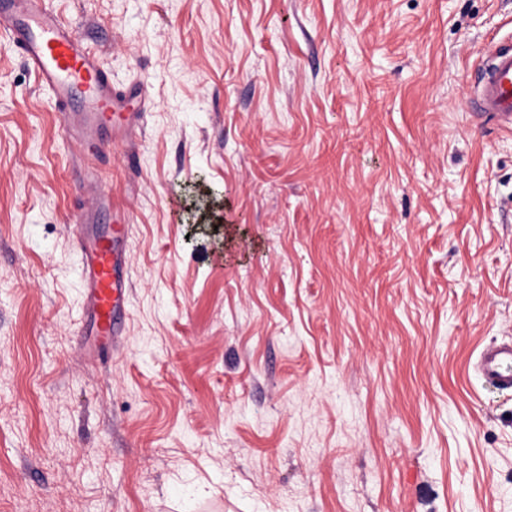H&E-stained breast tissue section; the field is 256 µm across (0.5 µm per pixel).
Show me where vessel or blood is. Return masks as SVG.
Masks as SVG:
<instances>
[{"label":"vessel or blood","instance_id":"vessel-or-blood-1","mask_svg":"<svg viewBox=\"0 0 512 512\" xmlns=\"http://www.w3.org/2000/svg\"><path fill=\"white\" fill-rule=\"evenodd\" d=\"M0 39L20 56L48 89L63 115L67 137L83 152L101 146L103 131L124 140L140 127L148 94L138 83L118 89L98 54L46 6V0H0ZM479 119L512 134V41L489 44L470 101ZM73 233L81 253L80 279L92 335L113 342L130 285L125 239L127 218L108 233H89L84 211H76ZM480 378L512 393V339L483 347L475 364Z\"/></svg>","mask_w":512,"mask_h":512}]
</instances>
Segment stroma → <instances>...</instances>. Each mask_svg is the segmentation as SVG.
Masks as SVG:
<instances>
[{"mask_svg":"<svg viewBox=\"0 0 512 512\" xmlns=\"http://www.w3.org/2000/svg\"><path fill=\"white\" fill-rule=\"evenodd\" d=\"M141 133L88 160L0 43V512H512V0H49ZM130 218L81 355L71 216ZM220 205L197 221L207 195ZM471 97L473 114L512 134V41L490 43ZM480 378L500 393H512V339L483 347L475 364Z\"/></svg>","mask_w":512,"mask_h":512,"instance_id":"stroma-1","label":"stroma"}]
</instances>
